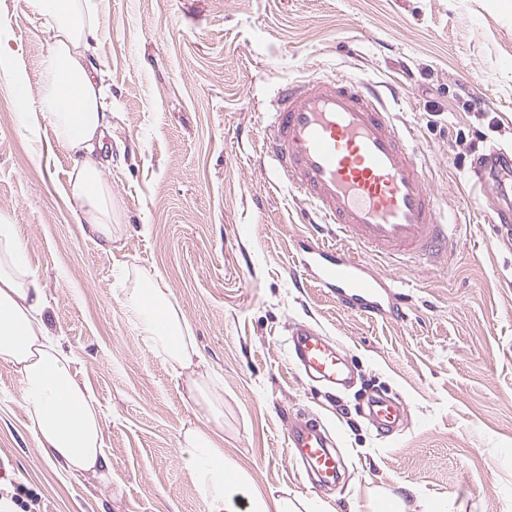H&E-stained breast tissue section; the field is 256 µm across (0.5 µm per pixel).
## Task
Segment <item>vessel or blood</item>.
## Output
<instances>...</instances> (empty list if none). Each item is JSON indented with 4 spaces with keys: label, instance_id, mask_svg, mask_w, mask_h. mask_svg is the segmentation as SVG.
Returning <instances> with one entry per match:
<instances>
[{
    "label": "vessel or blood",
    "instance_id": "b4317fda",
    "mask_svg": "<svg viewBox=\"0 0 512 512\" xmlns=\"http://www.w3.org/2000/svg\"><path fill=\"white\" fill-rule=\"evenodd\" d=\"M260 159L283 177L303 202L298 264L338 304L370 318L401 317L391 301L394 279L376 276L374 258L437 261L448 243V224L418 159L413 130L359 76L318 71L281 85L267 103ZM472 186L483 197L487 223L512 229V147L492 144L471 165ZM290 355L311 378L343 391L354 375L340 345L314 326L290 327ZM403 404L371 397L365 410L377 430L393 428ZM287 452L305 472L335 482L341 461L318 422L300 419L288 428Z\"/></svg>",
    "mask_w": 512,
    "mask_h": 512
}]
</instances>
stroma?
<instances>
[{"label":"stroma","mask_w":512,"mask_h":512,"mask_svg":"<svg viewBox=\"0 0 512 512\" xmlns=\"http://www.w3.org/2000/svg\"><path fill=\"white\" fill-rule=\"evenodd\" d=\"M0 212L17 224L76 379L101 406L110 484L67 474L38 447L19 377L0 361V464L41 512H207L181 460L194 422L172 368L126 308L130 271L155 274L224 388V457L252 493L312 499L320 512H512V239L486 223L470 163L512 144V0H103L104 178L118 203L111 247L75 223L72 160L45 152L16 117L13 73L42 84L45 36L23 0H0ZM317 68L404 84L398 107L456 234L446 263L397 278L406 317L344 311L313 279L289 275L306 225L261 168L257 141L273 87ZM475 101L467 109L466 101ZM306 321L340 342L356 375L331 395L288 354ZM400 399L407 420L382 437L367 397ZM319 418L345 476L325 492L286 458L288 420Z\"/></svg>","instance_id":"obj_1"}]
</instances>
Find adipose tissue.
I'll return each mask as SVG.
<instances>
[{
    "mask_svg": "<svg viewBox=\"0 0 512 512\" xmlns=\"http://www.w3.org/2000/svg\"><path fill=\"white\" fill-rule=\"evenodd\" d=\"M101 0H25L46 36L41 58L44 77L38 97L21 94L12 83L19 122L27 129L49 126L70 155L69 202L77 223L103 245L112 243L116 220L112 187L103 177L108 133L101 71L88 53L99 37ZM128 308L142 336L173 369L192 368L199 351L192 330L155 277L138 274L128 293ZM47 301L25 248L8 216L0 214V361L20 378V394L30 427L50 462L72 473H93L109 483L111 470L102 448L104 413L76 379L72 359L46 323ZM182 462L204 494L208 512H238L235 494L244 474L224 458L217 440L193 428L182 435Z\"/></svg>",
    "mask_w": 512,
    "mask_h": 512,
    "instance_id": "adipose-tissue-1",
    "label": "adipose tissue"
}]
</instances>
